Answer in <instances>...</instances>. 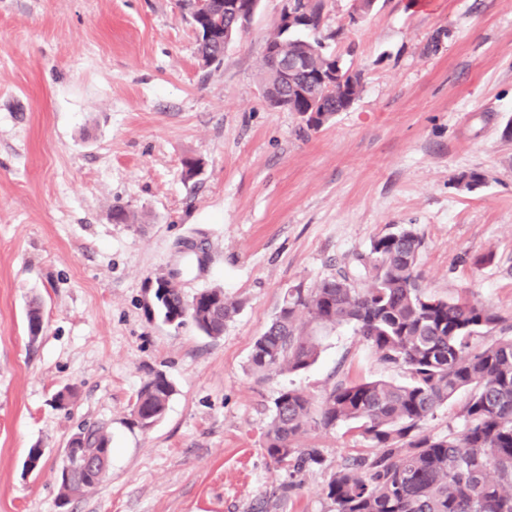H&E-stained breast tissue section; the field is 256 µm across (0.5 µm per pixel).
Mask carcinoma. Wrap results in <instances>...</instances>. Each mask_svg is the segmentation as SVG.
<instances>
[{
  "label": "carcinoma",
  "instance_id": "cac0c4a2",
  "mask_svg": "<svg viewBox=\"0 0 512 512\" xmlns=\"http://www.w3.org/2000/svg\"><path fill=\"white\" fill-rule=\"evenodd\" d=\"M306 22L287 37L277 30L266 42L285 41L288 56L302 69L287 76L263 57L264 95L276 108L306 116L317 130L347 110L358 98L363 75L340 64L327 41L338 32L319 35L325 0H294ZM227 0H206L192 22L202 68L221 64L235 34ZM335 67L332 87L315 75ZM423 242L403 227L371 243L355 257L353 269H341L311 290L288 293L267 329L255 338L250 368L258 374L296 372L315 362L317 337L307 327L349 325L380 359L406 370L409 381L376 379L333 385L314 402L297 389L275 399L265 433L270 461L289 473L321 465L319 449L301 444L311 429L351 424L374 448L338 470L323 488L331 512H512V336H493L501 318L479 300L448 301L427 292L417 271ZM368 280L358 287L357 275ZM239 303L222 288L199 293L189 303L181 289H164L154 313L164 322L189 318L210 338L224 334ZM469 393L462 427L444 436L424 430L439 407L459 391ZM160 373L145 381L132 411L143 431L159 422L174 394ZM89 464L71 468L60 481L67 499L79 486L98 485L104 476L90 464L111 454L108 437L88 429L79 435Z\"/></svg>",
  "mask_w": 512,
  "mask_h": 512
}]
</instances>
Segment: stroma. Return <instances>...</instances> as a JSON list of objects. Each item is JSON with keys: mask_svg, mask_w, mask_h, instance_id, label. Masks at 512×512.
Masks as SVG:
<instances>
[{"mask_svg": "<svg viewBox=\"0 0 512 512\" xmlns=\"http://www.w3.org/2000/svg\"><path fill=\"white\" fill-rule=\"evenodd\" d=\"M410 2L356 20V0H326L321 30L363 88L313 130L262 96L283 0H260L216 70L178 0H0V512H253L275 488L274 512H330L322 488L369 444L310 430L323 462L289 487L263 450L274 399L404 371L344 325L320 330L303 371L260 375L249 355L289 291L399 225L423 239L429 292L512 326V0ZM472 171L483 185L458 187ZM118 202L137 223L112 221ZM168 273L185 298L240 301L223 336L148 316L149 281ZM156 372L175 393L143 431L131 410ZM85 425L110 438L108 475L64 503V448Z\"/></svg>", "mask_w": 512, "mask_h": 512, "instance_id": "obj_1", "label": "stroma"}]
</instances>
